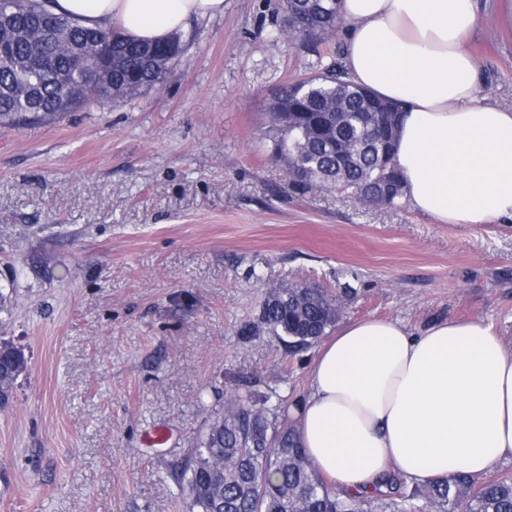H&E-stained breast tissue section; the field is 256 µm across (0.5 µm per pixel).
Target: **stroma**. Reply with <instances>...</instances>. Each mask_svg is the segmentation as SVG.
<instances>
[{
  "label": "stroma",
  "instance_id": "obj_1",
  "mask_svg": "<svg viewBox=\"0 0 512 512\" xmlns=\"http://www.w3.org/2000/svg\"><path fill=\"white\" fill-rule=\"evenodd\" d=\"M480 100L512 107V0H478ZM279 0H224L130 102L0 125V339L28 369L0 404V512H186L170 477L218 394L297 404L315 346L258 328L283 283L340 324L482 319L512 348V218L442 224L288 187L268 106L319 48L274 42Z\"/></svg>",
  "mask_w": 512,
  "mask_h": 512
}]
</instances>
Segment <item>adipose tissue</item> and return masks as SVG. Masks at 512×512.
Here are the masks:
<instances>
[{"label":"adipose tissue","mask_w":512,"mask_h":512,"mask_svg":"<svg viewBox=\"0 0 512 512\" xmlns=\"http://www.w3.org/2000/svg\"><path fill=\"white\" fill-rule=\"evenodd\" d=\"M82 27L158 42L224 12V0H45ZM356 83L402 104L395 164L411 207L444 224L512 217V109L481 103L465 39L475 0H342ZM290 413L316 471L342 493L398 469L412 484L512 461V351L480 319L412 332L365 319L314 357Z\"/></svg>","instance_id":"1"}]
</instances>
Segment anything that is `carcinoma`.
<instances>
[{
  "mask_svg": "<svg viewBox=\"0 0 512 512\" xmlns=\"http://www.w3.org/2000/svg\"><path fill=\"white\" fill-rule=\"evenodd\" d=\"M277 38H329L342 25L341 0H281ZM170 50L123 38L110 27L85 29L46 12L42 0H0V124L52 120L92 103L132 101L161 84L181 61L182 34ZM332 65L287 85L270 107L273 154L289 186H313L393 207L403 197L394 163L399 110L345 79ZM338 316L321 288L285 284L263 302L260 323L300 346L315 344ZM27 360L0 340V400L8 402ZM288 403L250 390L229 396L206 417L173 478L187 512H512V474H457L408 492L389 473L385 491L338 494L328 487L287 422Z\"/></svg>",
  "mask_w": 512,
  "mask_h": 512,
  "instance_id": "cac0c4a2",
  "label": "carcinoma"
}]
</instances>
